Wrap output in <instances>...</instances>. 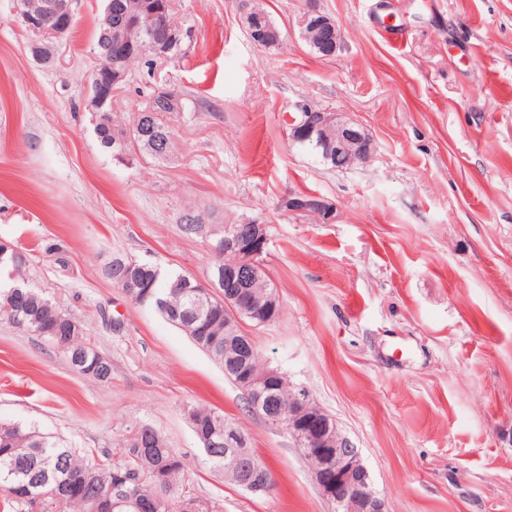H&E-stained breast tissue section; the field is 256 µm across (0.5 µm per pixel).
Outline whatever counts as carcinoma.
Segmentation results:
<instances>
[{
  "instance_id": "cac0c4a2",
  "label": "carcinoma",
  "mask_w": 512,
  "mask_h": 512,
  "mask_svg": "<svg viewBox=\"0 0 512 512\" xmlns=\"http://www.w3.org/2000/svg\"><path fill=\"white\" fill-rule=\"evenodd\" d=\"M244 25H254L260 34L256 46L264 49L280 44L282 35L270 15L258 4L251 3V12ZM156 112H139L125 124L113 112L94 113V132L102 149L117 160L140 156L144 159L166 160L174 152V133L164 120V113L179 112L183 102L155 100ZM150 129L166 142L165 154L153 153L141 131ZM127 132L126 142H114V131ZM132 273L145 283L146 296L135 299L139 304L153 303L168 322L185 332L219 364H224V327L228 312L224 299L216 298L199 287L191 275L162 274L147 262H136ZM0 289V319L22 327L51 341L64 345L63 354L71 367L99 381L105 373L102 363L108 359L92 350L85 342L81 322L63 311L55 302L34 288L22 284ZM194 433L222 432L230 421L224 414L206 408L192 409ZM155 429L143 424L126 440L125 460L111 465L77 456L55 437L27 429L19 424L0 423V493L7 496L4 506L12 512L38 508L41 512H187L185 504L195 502L200 512H214L211 503L187 491H177L184 462L167 442H155ZM106 471L120 494L130 498V506L96 508L95 473ZM162 471L169 482L162 505L154 501V473ZM55 487L61 498L43 497V489Z\"/></svg>"
}]
</instances>
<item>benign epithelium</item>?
<instances>
[{
    "label": "benign epithelium",
    "mask_w": 512,
    "mask_h": 512,
    "mask_svg": "<svg viewBox=\"0 0 512 512\" xmlns=\"http://www.w3.org/2000/svg\"><path fill=\"white\" fill-rule=\"evenodd\" d=\"M166 0H139L125 8L112 11L107 6L105 22L113 30L114 41L107 52L96 56V65L90 72L91 96L89 107L94 112L112 111V95L125 82L124 31L128 15L144 17L149 31H159V37L148 39L137 46V51L161 59L167 58L168 45L183 39L181 29L169 23ZM23 25L38 40L62 39L74 24L72 2L61 6L55 0H43L20 11ZM302 25L310 30L328 25L335 35L334 48L340 47L341 33L337 26L318 7L317 0H308ZM328 126L336 128V143H325L321 132ZM291 138L294 141L316 139L317 146H326L327 151L344 154L350 164L369 162L372 155L364 152L362 145L369 135L349 122L337 120L330 112L314 110L307 105L299 107V116L292 120ZM288 209L302 214L326 213L333 209L331 203L321 197L293 198L287 200ZM224 256V288L229 297L240 305L248 298L249 284L265 272L255 262L266 244V227L263 224H226L221 240ZM224 371L236 374L242 383L253 413L268 422L283 425L298 441L309 459L312 474L321 494L341 508V512H386L385 501L370 483L368 470L361 460L360 451L353 442L337 428L335 420L315 404L308 394L298 389L288 396V405H283L272 392L269 380L282 375L265 368L258 370L249 358L231 356L224 361ZM205 448L224 447V459L236 466L239 487L251 492L267 493L272 489L268 472L258 463L251 449L244 447L243 439L229 426L224 427V440L213 436H200Z\"/></svg>",
    "instance_id": "obj_1"
}]
</instances>
